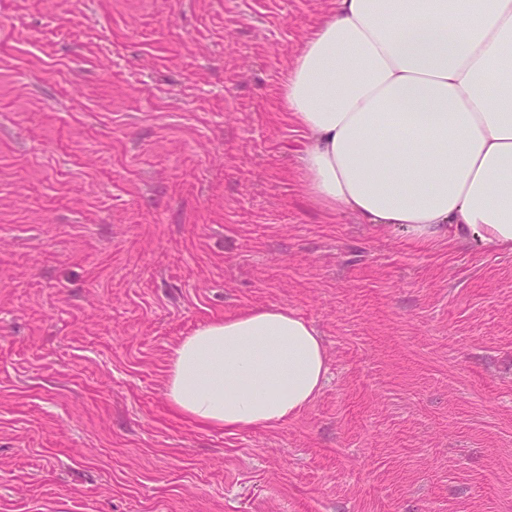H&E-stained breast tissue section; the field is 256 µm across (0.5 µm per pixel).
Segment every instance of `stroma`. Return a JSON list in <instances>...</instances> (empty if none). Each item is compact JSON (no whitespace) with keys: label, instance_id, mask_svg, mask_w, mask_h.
<instances>
[{"label":"stroma","instance_id":"35a3bbf8","mask_svg":"<svg viewBox=\"0 0 512 512\" xmlns=\"http://www.w3.org/2000/svg\"><path fill=\"white\" fill-rule=\"evenodd\" d=\"M331 0H0V512H512V253L307 200L281 110ZM324 339L287 424L178 415L171 347Z\"/></svg>","mask_w":512,"mask_h":512}]
</instances>
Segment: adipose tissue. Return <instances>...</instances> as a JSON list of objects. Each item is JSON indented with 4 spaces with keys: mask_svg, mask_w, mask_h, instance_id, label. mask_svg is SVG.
Listing matches in <instances>:
<instances>
[{
    "mask_svg": "<svg viewBox=\"0 0 512 512\" xmlns=\"http://www.w3.org/2000/svg\"><path fill=\"white\" fill-rule=\"evenodd\" d=\"M282 89L310 203L431 245L512 252V0H331ZM326 378L312 323L282 306L174 348L165 396L228 431L288 423Z\"/></svg>",
    "mask_w": 512,
    "mask_h": 512,
    "instance_id": "ef3b65f1",
    "label": "adipose tissue"
}]
</instances>
